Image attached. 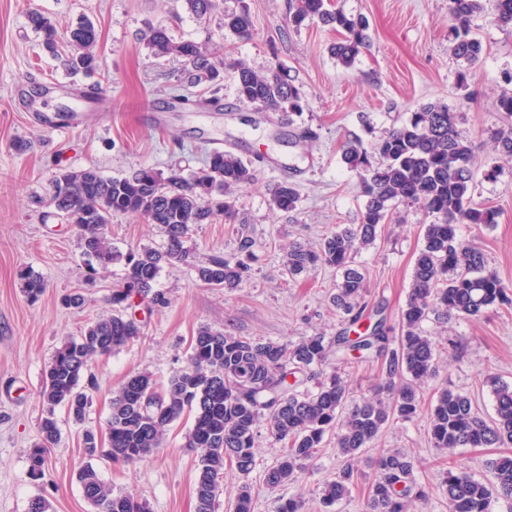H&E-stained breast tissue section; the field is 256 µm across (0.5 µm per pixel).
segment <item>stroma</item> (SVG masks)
I'll return each instance as SVG.
<instances>
[{
    "label": "stroma",
    "mask_w": 512,
    "mask_h": 512,
    "mask_svg": "<svg viewBox=\"0 0 512 512\" xmlns=\"http://www.w3.org/2000/svg\"><path fill=\"white\" fill-rule=\"evenodd\" d=\"M237 2L216 0L214 12L200 20L183 0H0V512H27L37 496L49 502L50 512H91L76 478L87 464L114 492L146 501L149 512H195L199 456L185 445L191 416L167 426L162 447L136 464L88 460L84 430L106 441L113 393L136 372L167 382L188 365L191 338L201 326L279 343L316 333L334 336L341 324L331 301L339 279L335 268L289 280L285 248L292 242L319 246L336 225L358 223L364 199L357 177L341 161L343 142L357 135L365 144L377 143L420 104L442 102L457 110L458 129L473 146L478 172L473 201L500 212L494 226L465 224L461 234L475 240L489 268L512 283V159L494 149L497 130L512 124L496 106L505 87L501 74L512 71V28L498 26L489 10L476 19L484 53L462 87L461 64L448 50V0H336L370 23L372 45L350 68L328 51L335 32L314 24L289 28L288 0H245L253 38L225 34L224 12ZM33 11L48 16L63 39L79 15L95 23L101 65L95 78L68 73L43 49L28 21ZM159 26L178 40L226 45L233 58L260 72L288 66L307 109L293 117L258 110L239 99L229 76L215 94L219 106L205 105L213 94L203 85L185 88L189 102L180 104L173 93L180 83L179 62L154 56L143 39ZM71 112L78 120L60 133L41 121ZM307 129L312 137H304ZM21 139L31 144L22 154L13 148ZM214 149L232 152L254 169L253 183L236 192L237 221L193 227L188 260L164 266L153 285L167 305L129 308L142 326L140 338L93 360L96 387L84 422L57 409L60 438L43 478L31 480L27 450L38 437L43 370L65 338L79 336L90 321L111 312L112 285L124 274L119 263L90 273L76 226L47 203L51 177L61 169L89 166L107 177L143 166L195 171ZM493 165L499 168L497 179H485V169ZM285 180L300 196L290 213L276 210L271 201L272 189ZM429 222L420 204L397 205L393 222L354 257L366 276V302L384 307L391 325L399 323ZM104 232L122 254L165 246L161 227L137 214L114 215ZM243 236L254 240L256 257L239 287L218 289L199 281L196 265L214 254H235ZM24 267L45 280L37 301L21 291L17 273ZM75 292L83 295V306L66 307L64 298ZM424 328L456 343L440 347L436 374L423 388L424 405L448 386L492 418L491 379L512 385V312L493 309L478 319L445 324L431 319ZM386 449L414 459V477L430 492L424 512H448L440 489L445 478L440 452L424 413L389 424L373 447L361 451L355 462L358 481L333 512H362L374 462ZM255 453L252 512H277L292 497L302 499V512H324L321 489L342 463L335 440L320 449L298 482L275 488L264 478L276 465L280 446L262 425Z\"/></svg>",
    "instance_id": "stroma-1"
}]
</instances>
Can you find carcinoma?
Wrapping results in <instances>:
<instances>
[{
  "label": "carcinoma",
  "instance_id": "1",
  "mask_svg": "<svg viewBox=\"0 0 512 512\" xmlns=\"http://www.w3.org/2000/svg\"><path fill=\"white\" fill-rule=\"evenodd\" d=\"M184 2L198 19L216 7L215 0ZM492 7L498 25L512 28V0H492ZM483 11V0H449L448 41L452 56L465 64L458 71L462 86L483 54L482 43L472 34L473 19ZM29 23L42 37L44 49L65 69L87 77L98 72V33L91 20L82 18L70 30L69 51L63 54L48 16L32 12ZM313 23L339 35L329 51L345 68L370 47L364 17L335 9L330 0H288L289 26L297 30ZM224 30L240 40L253 35L244 0H239L237 9L224 12ZM144 40L155 56L182 62L185 79L192 85L206 83L217 92L219 68L227 66L241 100L264 110L299 115L305 110V96L284 65L258 72L241 60L227 63L220 58V48L176 40L165 28L150 29ZM458 118L445 103H427L377 144L368 147L355 138L341 146L342 162L357 175L365 198L359 223L336 225L316 250L292 243L286 253L291 277L326 266L341 271L333 296L344 322L337 336L329 340L304 336L281 344L202 326L192 339L188 365L167 385L158 384L149 373H135L121 385L112 397L108 447L99 446L93 432L83 433L88 459L140 462L162 445L165 428L188 411L193 413V423L186 447L199 451L196 512H216L227 465L242 478L234 512H251L248 477L256 465V426L263 421L282 446L280 461L265 474L267 485L297 481L325 440L334 435L344 464L324 484L322 502L330 507L348 498L358 479L352 464L358 451L369 447L389 422L411 420L421 410L422 386L435 372L439 343L423 330L429 315L443 321L472 319L493 307H512V285L489 270L483 251L459 232L463 224L489 227L497 223L499 212L494 206L473 203L474 155L457 128ZM253 180L249 165L219 149L209 152L203 167L186 176L173 170L165 177L145 166L123 177L107 178L95 167L61 169L53 176L50 203L77 226L88 262L104 267L122 261L124 275L112 288V314L88 324L79 336L65 339L44 370L38 440L27 455L30 477L43 476L50 463V447L60 434L56 408H66L75 422H83L89 403L84 379L90 361L112 354L141 335L140 325L124 310L137 298L165 303L162 295H150L163 266L189 258L185 243L194 225L219 217L235 220L232 194ZM272 203L281 211L296 210L299 193L294 184H278ZM397 203H420L432 220L425 227L399 327L387 324L383 317L365 325L366 280L352 266L353 255L373 244L378 227L389 223ZM116 213L139 214L161 226L165 249L112 252L104 227ZM254 247L252 239L240 238L234 256L212 255L196 267L198 279L216 288L238 287L247 276ZM18 276L26 298L37 300L46 288L45 280L30 268L20 270ZM365 354L380 361L378 391L386 393L384 398L349 396L339 375ZM316 367L332 373L314 391L297 389L303 384L302 376H314ZM491 385L495 416L488 421L468 396L446 387L438 392L429 413L434 447L451 452L512 445V386L496 380ZM414 468V460L401 451L382 453L362 512H421L428 493L415 481ZM487 468L488 476L482 479L462 470L447 472L442 491L448 512H494L499 500H512V453L490 459ZM77 480L94 512H149L142 499L113 493L90 463L78 472Z\"/></svg>",
  "mask_w": 512,
  "mask_h": 512
}]
</instances>
